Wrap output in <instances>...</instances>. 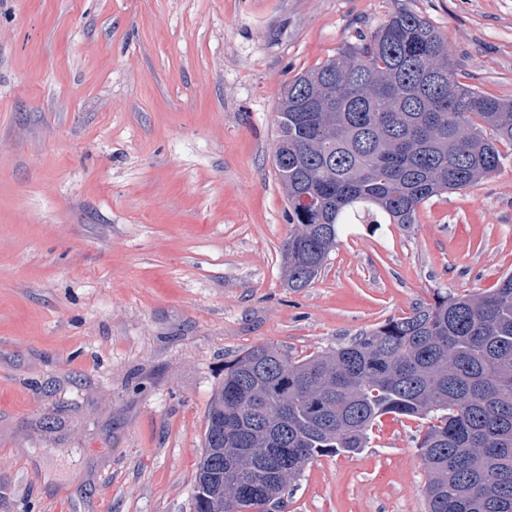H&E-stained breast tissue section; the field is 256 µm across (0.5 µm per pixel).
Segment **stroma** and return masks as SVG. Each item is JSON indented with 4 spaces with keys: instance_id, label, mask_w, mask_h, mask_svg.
I'll use <instances>...</instances> for the list:
<instances>
[{
    "instance_id": "obj_1",
    "label": "stroma",
    "mask_w": 512,
    "mask_h": 512,
    "mask_svg": "<svg viewBox=\"0 0 512 512\" xmlns=\"http://www.w3.org/2000/svg\"><path fill=\"white\" fill-rule=\"evenodd\" d=\"M400 8L512 99V0H0V512H193L242 351L325 352L512 273L510 156L285 285L281 93ZM420 430L317 458L285 512H425Z\"/></svg>"
}]
</instances>
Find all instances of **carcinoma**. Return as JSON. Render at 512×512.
I'll use <instances>...</instances> for the list:
<instances>
[{
    "mask_svg": "<svg viewBox=\"0 0 512 512\" xmlns=\"http://www.w3.org/2000/svg\"><path fill=\"white\" fill-rule=\"evenodd\" d=\"M275 167L288 194L287 285L307 287L346 224H414L512 147V100L456 79L448 42L400 8L288 82ZM384 415L422 420L427 512H512V275L302 358L274 344L224 368L206 414L194 512H274L321 456L365 447Z\"/></svg>",
    "mask_w": 512,
    "mask_h": 512,
    "instance_id": "obj_1",
    "label": "carcinoma"
}]
</instances>
